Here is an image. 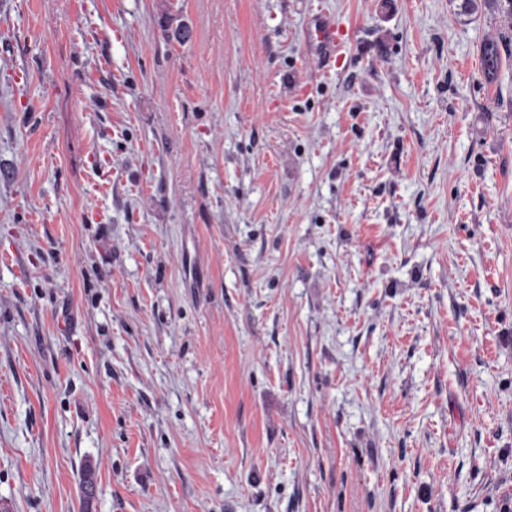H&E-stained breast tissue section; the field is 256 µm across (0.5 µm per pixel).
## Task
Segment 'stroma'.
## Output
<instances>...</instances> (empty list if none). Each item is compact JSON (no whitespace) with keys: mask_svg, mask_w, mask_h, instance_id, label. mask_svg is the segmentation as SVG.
<instances>
[{"mask_svg":"<svg viewBox=\"0 0 512 512\" xmlns=\"http://www.w3.org/2000/svg\"><path fill=\"white\" fill-rule=\"evenodd\" d=\"M511 24L0 0V512H500ZM310 51L325 63L336 60L342 49V38L335 19L327 14L313 16L305 33ZM508 44H512V32L507 31L502 33L501 41L490 40L484 43L482 48V64L485 75L488 79H493L501 66V48L504 50Z\"/></svg>","mask_w":512,"mask_h":512,"instance_id":"obj_1","label":"stroma"}]
</instances>
